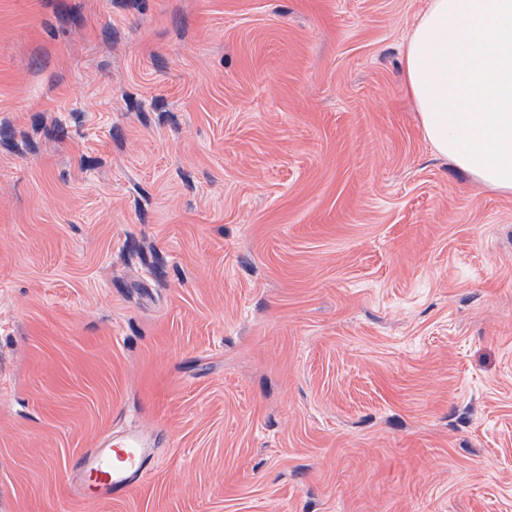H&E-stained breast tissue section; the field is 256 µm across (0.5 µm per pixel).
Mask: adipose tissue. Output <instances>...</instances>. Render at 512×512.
<instances>
[{"mask_svg":"<svg viewBox=\"0 0 512 512\" xmlns=\"http://www.w3.org/2000/svg\"><path fill=\"white\" fill-rule=\"evenodd\" d=\"M403 79L437 153L512 194V0H428Z\"/></svg>","mask_w":512,"mask_h":512,"instance_id":"obj_1","label":"adipose tissue"}]
</instances>
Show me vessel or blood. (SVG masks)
Instances as JSON below:
<instances>
[{
	"label": "vessel or blood",
	"mask_w": 512,
	"mask_h": 512,
	"mask_svg": "<svg viewBox=\"0 0 512 512\" xmlns=\"http://www.w3.org/2000/svg\"><path fill=\"white\" fill-rule=\"evenodd\" d=\"M157 436L138 429L100 435L70 472V479L93 503L125 499L148 470Z\"/></svg>",
	"instance_id": "b4317fda"
}]
</instances>
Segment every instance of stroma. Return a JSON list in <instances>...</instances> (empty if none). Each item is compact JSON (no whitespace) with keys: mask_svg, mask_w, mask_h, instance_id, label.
I'll return each instance as SVG.
<instances>
[{"mask_svg":"<svg viewBox=\"0 0 512 512\" xmlns=\"http://www.w3.org/2000/svg\"><path fill=\"white\" fill-rule=\"evenodd\" d=\"M427 4L0 0V512H512V195L405 93ZM160 437L138 429L116 435L109 430L78 458L70 479L91 503L123 500L146 476L147 461Z\"/></svg>","mask_w":512,"mask_h":512,"instance_id":"35a3bbf8","label":"stroma"}]
</instances>
